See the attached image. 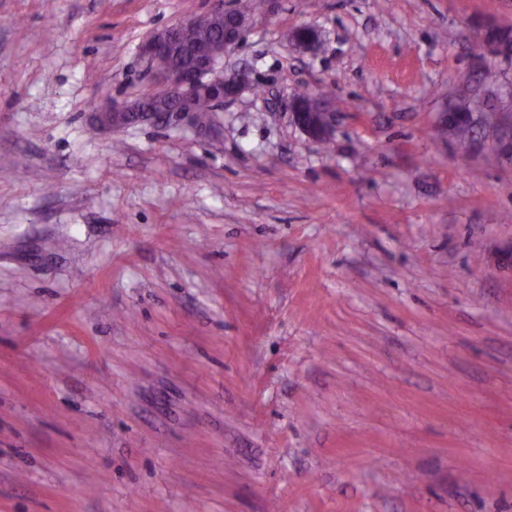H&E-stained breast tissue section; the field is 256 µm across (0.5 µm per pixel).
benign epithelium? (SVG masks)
Returning <instances> with one entry per match:
<instances>
[{"label": "benign epithelium", "mask_w": 512, "mask_h": 512, "mask_svg": "<svg viewBox=\"0 0 512 512\" xmlns=\"http://www.w3.org/2000/svg\"><path fill=\"white\" fill-rule=\"evenodd\" d=\"M217 6L206 16L168 26L154 33L142 46L143 56L151 63L159 56L175 57L174 64L168 69L152 71V79L157 91L141 97L130 104H110L102 113L103 120L112 127H124L141 122L168 126L177 123H187L195 127L203 126L202 118L193 107L195 99L206 97L213 105V111L223 110L224 102L235 99L249 87L247 75L237 69L230 76L224 75V55L235 48L242 40L247 18L231 9H224V0H216ZM225 17L224 43L220 47L198 52L191 64L186 65L178 59L181 30L188 27H205L214 17ZM476 43L484 48L483 56L472 59L475 70H486L492 58H505L508 50L501 43H488L485 33L476 32ZM293 45L302 50L312 51L319 44L318 32L311 27H301L292 34ZM174 94V105L163 108L158 112L151 103L169 94ZM317 101V98L307 94L303 97L291 98L289 108L292 119L297 127L311 140L323 142L333 134V123L330 112L322 105H317V111H307V104ZM463 116L469 119L471 125L480 132L487 130L496 135L499 151L512 157V116L496 111L483 113L465 112Z\"/></svg>", "instance_id": "1"}]
</instances>
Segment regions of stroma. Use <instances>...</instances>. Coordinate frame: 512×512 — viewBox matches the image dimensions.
Segmentation results:
<instances>
[{
  "label": "stroma",
  "instance_id": "1",
  "mask_svg": "<svg viewBox=\"0 0 512 512\" xmlns=\"http://www.w3.org/2000/svg\"><path fill=\"white\" fill-rule=\"evenodd\" d=\"M213 6L0 0V512H512V158L438 131L512 0H256L209 129L104 126ZM291 98L289 108L292 119L297 127L311 140L323 142L333 134V123L330 112L326 111L311 94H298ZM317 103L318 112H307V104Z\"/></svg>",
  "mask_w": 512,
  "mask_h": 512
}]
</instances>
